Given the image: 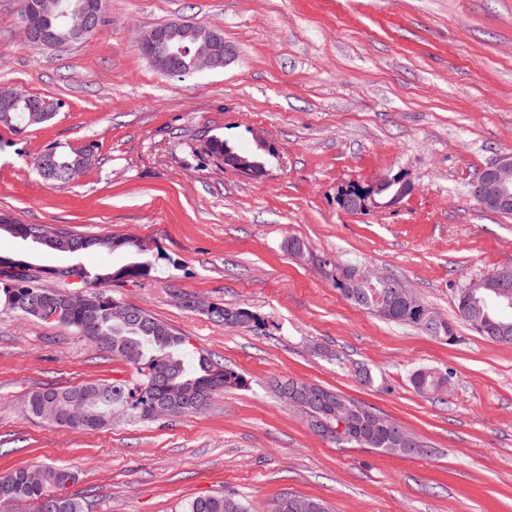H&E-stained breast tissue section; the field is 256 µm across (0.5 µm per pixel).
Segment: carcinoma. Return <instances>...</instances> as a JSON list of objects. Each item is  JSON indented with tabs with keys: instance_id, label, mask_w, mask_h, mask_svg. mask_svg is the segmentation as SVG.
<instances>
[{
	"instance_id": "carcinoma-1",
	"label": "carcinoma",
	"mask_w": 512,
	"mask_h": 512,
	"mask_svg": "<svg viewBox=\"0 0 512 512\" xmlns=\"http://www.w3.org/2000/svg\"><path fill=\"white\" fill-rule=\"evenodd\" d=\"M91 2L97 15L102 16L106 10V0H40V13L32 9L31 0H20V23L24 26L39 23L50 27L58 33H65L64 13L72 7ZM197 33L183 38H176L174 44L180 52L182 67L175 73L177 77L190 74L191 57L205 47L201 32L207 30L203 24L196 25ZM33 95L23 93L22 100L10 112H0V125L20 134L27 128L41 125L53 120L63 103L55 102L54 112H32L27 108L26 101ZM212 154L224 160L229 166L239 163L256 170L262 168L263 161L257 154L237 153L224 144V140L214 137L208 142ZM82 157L80 168H88L94 154L91 147L81 151L70 149L58 152L50 147L35 155L31 161L33 169L43 178L57 184H67L73 181L75 173L74 162ZM29 232L44 237H57L56 250L59 252L80 253L82 251H99L107 254L115 252L114 236L107 237H75L60 230H53L44 224L28 225ZM122 250L140 257L119 268L103 265L88 269L82 265L74 267V273L82 278V282L72 284L67 288H48L44 285L45 269L35 263L25 254H0V264L15 263L26 268L15 288L4 285L0 280V302L4 307L15 313L47 321V316L41 312L48 311L50 304L69 291L79 292L74 298L72 307L56 321L74 334L89 342H96V337L110 338L106 346L113 355L133 364L138 373L137 382L133 385L123 379L112 381L91 382L65 389L46 388L32 393L26 401V412L36 418H43L42 405L50 400L56 403L59 417L56 424L70 429L96 431L110 423L112 411L127 409L143 420L154 417L153 405L168 398L181 401L176 415L189 416L204 409L212 395L224 388H239L246 386L245 378L235 371L214 361L205 352L197 351L193 363L185 361L187 338L171 326L157 320L146 310L127 305L108 296L103 287L111 282L136 278L150 272L152 261L146 258L147 247L141 241L127 237ZM325 268L332 272L334 285L337 290L354 306L368 311L373 298L378 293L387 290H398L403 284L390 276L374 288H359V297L349 295L350 289L342 282L354 267L352 262L332 261L324 259ZM496 282L488 276L481 279V285L474 293H469L471 284H465L457 289L456 307L460 316L469 324L477 320H492L508 327L507 334L495 339V342L512 345V304H495L490 301L494 295ZM387 321L409 326L420 330L428 336L448 339V332L453 330L450 323L426 329L412 317L393 315ZM448 381V374L422 366L411 374V383L415 390L422 394L434 393L437 388ZM301 389L313 387L320 395V400L301 406V411L311 425H320L330 421L336 412V403L345 401L350 404L354 413L347 432L339 439L333 440L338 448L361 447L393 453L395 441L389 436L378 434L371 427V416L376 411L368 406L355 403L337 391L320 385H310L302 380H287L278 385L276 392L280 393L286 387ZM84 393L92 401V415L84 422L67 424L68 397ZM69 469L64 466H43L41 477L36 483L27 479V471L23 468L12 470L0 475V501H28L33 503L35 512H85L84 504L70 496L57 497V490L65 487ZM184 512H250L248 504L233 494L205 495L191 500Z\"/></svg>"
}]
</instances>
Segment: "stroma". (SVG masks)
Segmentation results:
<instances>
[{
  "label": "stroma",
  "instance_id": "obj_1",
  "mask_svg": "<svg viewBox=\"0 0 512 512\" xmlns=\"http://www.w3.org/2000/svg\"><path fill=\"white\" fill-rule=\"evenodd\" d=\"M19 0H0V87L59 99L50 123L0 126V212L77 236H131L148 275L106 292L183 333L242 374L201 413L141 420L115 411L97 431L31 417L45 387L136 381L135 368L71 331L0 308V474L62 465L87 512H183L216 492L270 512L283 495L328 512H512V346L456 316L458 288L512 265V215L472 194L512 152V0H107L98 31L53 48L25 44ZM201 23L233 49L219 70L158 71L139 38ZM261 153L259 176L208 152L211 137ZM92 146L64 186L32 157ZM405 173L397 207L349 214L346 186ZM304 245L303 256L288 244ZM0 253L51 267H114L131 254L45 253L0 234ZM399 278L452 323L448 342L347 301L317 260ZM192 297L245 308L258 325L211 320ZM371 370L362 383L355 366ZM448 375L422 394L412 371ZM302 379L373 407L424 445L408 457L339 448L278 399Z\"/></svg>",
  "mask_w": 512,
  "mask_h": 512
}]
</instances>
